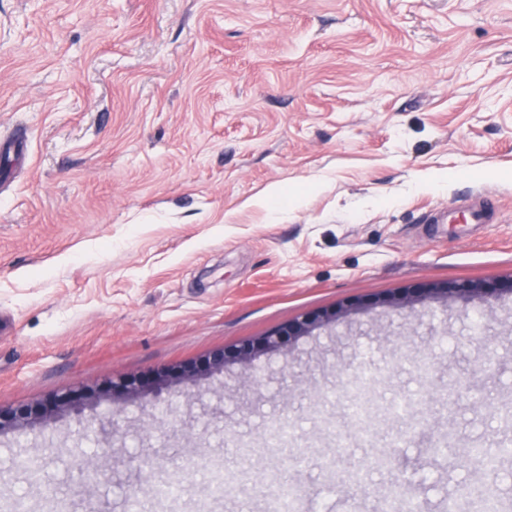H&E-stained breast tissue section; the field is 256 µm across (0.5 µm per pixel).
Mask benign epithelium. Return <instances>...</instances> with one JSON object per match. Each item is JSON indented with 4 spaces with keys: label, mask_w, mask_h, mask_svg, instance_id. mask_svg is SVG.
Returning a JSON list of instances; mask_svg holds the SVG:
<instances>
[{
    "label": "benign epithelium",
    "mask_w": 512,
    "mask_h": 512,
    "mask_svg": "<svg viewBox=\"0 0 512 512\" xmlns=\"http://www.w3.org/2000/svg\"><path fill=\"white\" fill-rule=\"evenodd\" d=\"M504 293L512 295V279L507 283L497 282H447L429 288H416L408 293L402 301L407 307L425 301L460 302L463 304L480 303L489 305L491 299ZM339 314L324 313L312 317L299 318L288 325L275 330L255 341L238 347L235 354L227 355L225 350L212 352L200 365L185 368L179 372L164 370L140 383L126 385L127 394L131 398L155 399L170 387L186 382H197L224 373V367L229 360H236L246 366H254L261 356L278 350L284 344L285 338L298 339L307 336L329 323L336 322ZM97 397H89L87 402H76L68 395L62 394L48 401L36 404H26L7 409L0 408V434L14 431L55 420L67 414H79L85 408L92 406Z\"/></svg>",
    "instance_id": "1"
}]
</instances>
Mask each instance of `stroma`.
I'll return each instance as SVG.
<instances>
[{
  "label": "stroma",
  "instance_id": "stroma-1",
  "mask_svg": "<svg viewBox=\"0 0 512 512\" xmlns=\"http://www.w3.org/2000/svg\"><path fill=\"white\" fill-rule=\"evenodd\" d=\"M19 126L23 155L0 162V406L102 400L0 435V503L128 512L120 464L147 458L179 491L143 483V512H270L277 480L300 512H383L395 487L424 512L477 488L512 500V456L468 455L512 439V296L385 303L512 277V0H0V140ZM480 194L487 223H449ZM346 304L361 313L261 369L228 363L158 406L112 395ZM362 374L369 440L347 393ZM216 459L239 485L212 499Z\"/></svg>",
  "mask_w": 512,
  "mask_h": 512
}]
</instances>
